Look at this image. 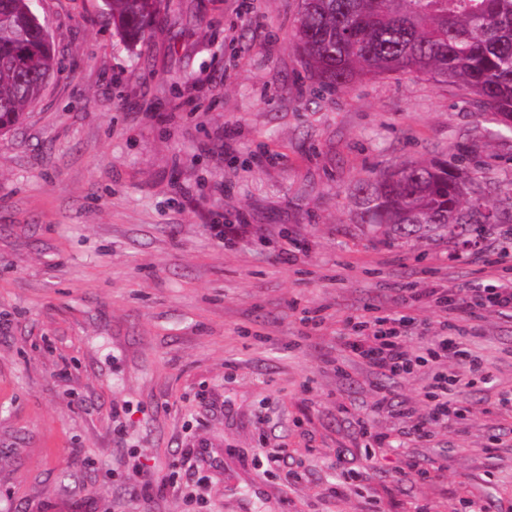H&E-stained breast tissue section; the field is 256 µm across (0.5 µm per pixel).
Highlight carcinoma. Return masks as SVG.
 <instances>
[{"instance_id": "carcinoma-1", "label": "carcinoma", "mask_w": 512, "mask_h": 512, "mask_svg": "<svg viewBox=\"0 0 512 512\" xmlns=\"http://www.w3.org/2000/svg\"><path fill=\"white\" fill-rule=\"evenodd\" d=\"M32 0H0V134L26 119L58 68L52 37ZM159 0H104L112 25L144 40ZM297 50L322 85L409 75L464 86L512 134V0H301ZM363 224L401 238L448 225L501 224L485 190L445 162H407L371 174L357 188Z\"/></svg>"}]
</instances>
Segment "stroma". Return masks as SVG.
Masks as SVG:
<instances>
[{
  "label": "stroma",
  "instance_id": "35a3bbf8",
  "mask_svg": "<svg viewBox=\"0 0 512 512\" xmlns=\"http://www.w3.org/2000/svg\"><path fill=\"white\" fill-rule=\"evenodd\" d=\"M299 4L161 0L132 45L103 0H33L62 65L0 135V512L512 506V318L495 308L448 330L465 423L390 453L363 493L339 487L371 436L427 415L430 382L373 373L343 346L348 317L406 315L415 351L445 318L429 289L512 280V222L400 239L360 223L356 186L460 161L502 209L512 136L458 84L320 87L292 43ZM383 386L412 417L372 411ZM262 448L284 469L263 474ZM186 457L178 486L126 478L128 460L160 476ZM416 462L431 478L402 480Z\"/></svg>",
  "mask_w": 512,
  "mask_h": 512
}]
</instances>
